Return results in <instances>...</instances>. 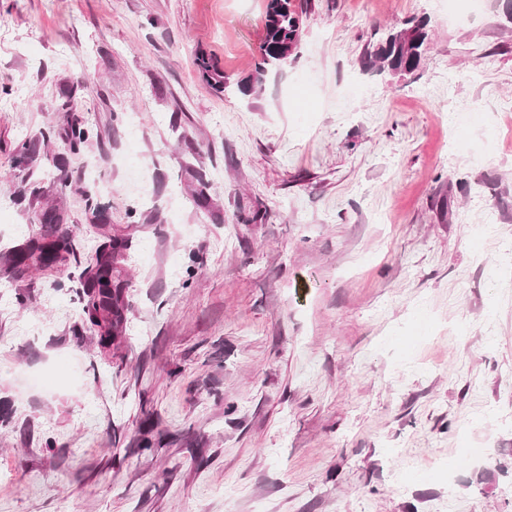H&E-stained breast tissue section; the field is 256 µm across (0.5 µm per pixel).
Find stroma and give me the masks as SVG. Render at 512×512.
Returning a JSON list of instances; mask_svg holds the SVG:
<instances>
[{
    "label": "stroma",
    "mask_w": 512,
    "mask_h": 512,
    "mask_svg": "<svg viewBox=\"0 0 512 512\" xmlns=\"http://www.w3.org/2000/svg\"><path fill=\"white\" fill-rule=\"evenodd\" d=\"M264 7L0 0V262L45 235L43 203L79 251L0 278V512H512L503 0L461 26L442 0H308L297 58L248 97ZM412 16L421 69L362 70ZM67 112L99 133L78 155ZM86 191L130 239L114 356L80 322ZM197 66L203 78L217 91H223L226 88L227 82L217 65L212 62L209 57L201 55L197 59Z\"/></svg>",
    "instance_id": "obj_1"
}]
</instances>
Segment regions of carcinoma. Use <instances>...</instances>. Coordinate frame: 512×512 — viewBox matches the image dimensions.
I'll return each instance as SVG.
<instances>
[{
  "instance_id": "1",
  "label": "carcinoma",
  "mask_w": 512,
  "mask_h": 512,
  "mask_svg": "<svg viewBox=\"0 0 512 512\" xmlns=\"http://www.w3.org/2000/svg\"><path fill=\"white\" fill-rule=\"evenodd\" d=\"M305 14L307 10L298 8L295 0H266L261 57L254 73L238 83V89L243 94L251 93L255 87L262 85L269 73L280 70L298 56ZM427 25L425 19L396 23L383 40L363 54L360 60L362 68L380 74L416 72L428 42ZM197 66L203 78L215 90H225L227 82L224 73L210 58L199 56ZM88 81L89 78L80 77L61 84L57 89L58 98L70 102L87 86ZM93 137V130L84 121L74 117L67 120L64 139L71 153H80ZM40 219L50 226V232L41 241L29 240L19 245L9 255L4 274L20 277L31 268L51 266L65 253H75L74 238L65 225V216L60 208H45L41 211ZM127 250L128 240L125 237L103 235L96 248L95 265L87 267L82 275L83 288L79 290V297L83 303V313L86 321L96 330L98 346L103 353L117 345L123 332L125 283L121 274L128 259Z\"/></svg>"
}]
</instances>
